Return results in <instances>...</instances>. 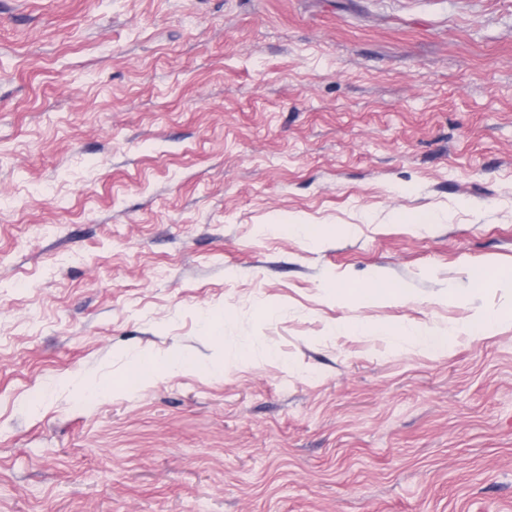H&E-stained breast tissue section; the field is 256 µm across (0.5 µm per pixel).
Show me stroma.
I'll use <instances>...</instances> for the list:
<instances>
[{
    "label": "stroma",
    "mask_w": 512,
    "mask_h": 512,
    "mask_svg": "<svg viewBox=\"0 0 512 512\" xmlns=\"http://www.w3.org/2000/svg\"><path fill=\"white\" fill-rule=\"evenodd\" d=\"M511 278L512 0H0V512H512Z\"/></svg>",
    "instance_id": "obj_1"
}]
</instances>
